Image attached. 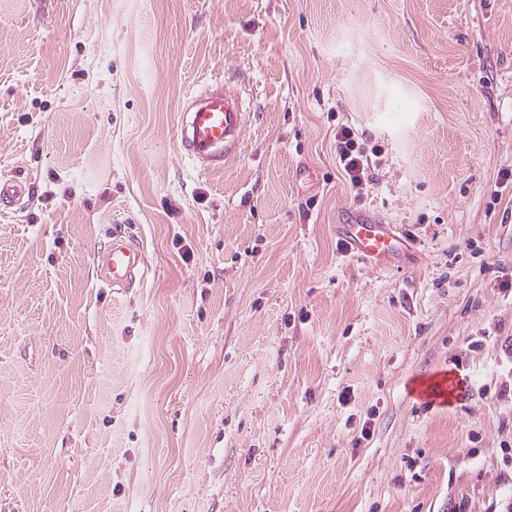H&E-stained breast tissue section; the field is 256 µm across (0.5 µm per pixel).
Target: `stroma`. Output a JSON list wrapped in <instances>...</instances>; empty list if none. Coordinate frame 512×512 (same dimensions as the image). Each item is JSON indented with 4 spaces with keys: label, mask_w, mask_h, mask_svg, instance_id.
<instances>
[{
    "label": "stroma",
    "mask_w": 512,
    "mask_h": 512,
    "mask_svg": "<svg viewBox=\"0 0 512 512\" xmlns=\"http://www.w3.org/2000/svg\"><path fill=\"white\" fill-rule=\"evenodd\" d=\"M245 92L202 174L179 105ZM382 154L351 187L336 131ZM512 0H0V512H512ZM406 235L379 267L348 209ZM148 270L98 288L109 231ZM193 257L183 261L181 249ZM446 375L435 405L414 382ZM32 195L31 185L19 178L0 180V207L10 209L25 203Z\"/></svg>",
    "instance_id": "35a3bbf8"
}]
</instances>
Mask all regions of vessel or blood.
Returning a JSON list of instances; mask_svg holds the SVG:
<instances>
[{
  "label": "vessel or blood",
  "mask_w": 512,
  "mask_h": 512,
  "mask_svg": "<svg viewBox=\"0 0 512 512\" xmlns=\"http://www.w3.org/2000/svg\"><path fill=\"white\" fill-rule=\"evenodd\" d=\"M248 109L246 100L226 90L218 76L186 95L180 105L177 135L182 158L201 172L223 168L225 159L238 153L244 143ZM31 194L27 181L0 180L1 208L24 204ZM343 237L350 250L381 266L391 264L405 247L392 225L360 210L348 211ZM93 266L101 287L126 291L147 268L144 247L136 238L112 231L107 245L96 251Z\"/></svg>",
  "instance_id": "1"
}]
</instances>
